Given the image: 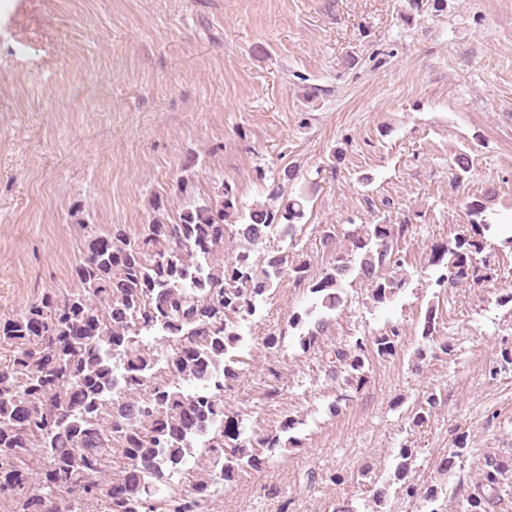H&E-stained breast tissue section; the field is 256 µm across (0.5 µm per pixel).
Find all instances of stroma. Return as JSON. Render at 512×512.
Returning <instances> with one entry per match:
<instances>
[{
  "label": "stroma",
  "mask_w": 512,
  "mask_h": 512,
  "mask_svg": "<svg viewBox=\"0 0 512 512\" xmlns=\"http://www.w3.org/2000/svg\"><path fill=\"white\" fill-rule=\"evenodd\" d=\"M287 166L299 172L289 194L311 197L306 215L294 239L270 234L254 258L281 250L315 275L356 225H410L404 290L377 306L345 283L324 342L391 325L402 337L333 414L342 386L288 326L315 296L284 284L260 301L224 405L248 434L295 418L300 444L219 488L214 512H372L380 488L383 512H429L394 478L400 448L415 450L409 480L449 490L475 485L486 455L512 460V365L488 375L512 347V0H0V320L71 287L83 225L138 234L154 196L181 209L187 176L202 189L225 178L247 209ZM490 185L481 257L495 277L440 288L431 248L465 232L466 202ZM433 304L446 353L421 336ZM282 328L281 345L264 348ZM430 392L438 406L413 425ZM459 435L463 456L439 472Z\"/></svg>",
  "instance_id": "stroma-1"
}]
</instances>
